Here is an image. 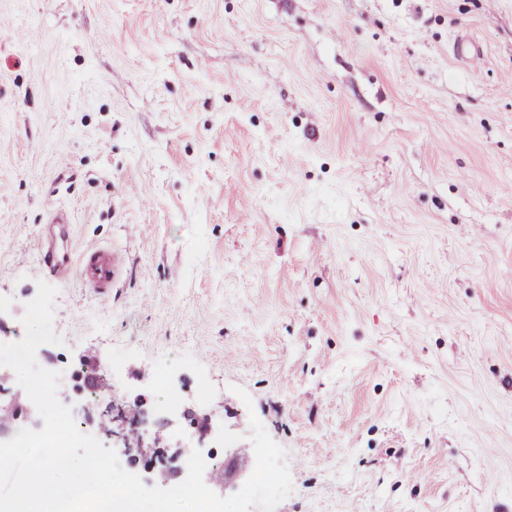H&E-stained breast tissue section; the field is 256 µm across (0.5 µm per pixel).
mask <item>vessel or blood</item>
<instances>
[{
  "instance_id": "vessel-or-blood-1",
  "label": "vessel or blood",
  "mask_w": 512,
  "mask_h": 512,
  "mask_svg": "<svg viewBox=\"0 0 512 512\" xmlns=\"http://www.w3.org/2000/svg\"><path fill=\"white\" fill-rule=\"evenodd\" d=\"M43 263L48 267L52 276L60 281L72 278L74 273H81L96 289L99 299H106L108 290L115 278L116 264L110 252L94 249L85 252L80 263H72L67 251L61 250L54 239H47L41 249Z\"/></svg>"
}]
</instances>
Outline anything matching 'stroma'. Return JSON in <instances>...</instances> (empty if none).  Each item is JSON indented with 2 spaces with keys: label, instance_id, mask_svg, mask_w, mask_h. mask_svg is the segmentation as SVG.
<instances>
[{
  "label": "stroma",
  "instance_id": "1",
  "mask_svg": "<svg viewBox=\"0 0 512 512\" xmlns=\"http://www.w3.org/2000/svg\"><path fill=\"white\" fill-rule=\"evenodd\" d=\"M59 213L109 305L40 261ZM508 268L512 0H0V326L55 283L37 362L115 452L249 475L255 417L275 512H512ZM79 266L83 279L88 280L92 288H96L98 299H107L116 274L112 254L103 249L90 250L83 254Z\"/></svg>",
  "mask_w": 512,
  "mask_h": 512
}]
</instances>
